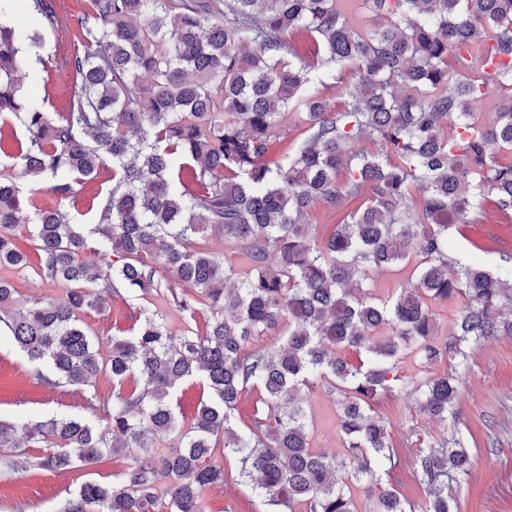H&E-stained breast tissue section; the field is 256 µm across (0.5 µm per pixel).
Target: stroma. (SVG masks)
Segmentation results:
<instances>
[{
  "label": "stroma",
  "mask_w": 512,
  "mask_h": 512,
  "mask_svg": "<svg viewBox=\"0 0 512 512\" xmlns=\"http://www.w3.org/2000/svg\"><path fill=\"white\" fill-rule=\"evenodd\" d=\"M87 5L88 0H67L66 18L56 30L46 32L40 31L32 9L22 6L13 14L15 23L25 32L42 34L35 65H22L19 76L27 96L49 113L66 107L72 73L64 61L74 50L78 21ZM23 186L33 191L38 208L79 212L86 224L98 221L97 210L88 206L89 196L108 189L98 179L78 187L74 198L62 201L50 191L49 180L29 177ZM448 245L453 254L482 265H495L500 253L512 252V215H503L492 198H485L478 222L466 226L463 233L452 234ZM0 275L13 283L23 302L59 298L66 292L65 284L42 279L30 269L7 270ZM143 304L137 291L125 289L109 298L103 310L86 312L83 320L94 334L109 337L115 329L130 328V312ZM302 396L312 448L342 454L344 441L333 396L322 386L303 391ZM375 411L388 423L399 457V467L390 483L405 499L418 505L427 497L416 478L420 444L457 436L465 441L472 456L469 476L455 487L458 512H512V336L494 337L472 350L463 372L456 421L443 423L428 418L402 394L381 398ZM56 414L86 419L91 416L81 390L43 386L26 357L1 331L0 418L26 423ZM122 469L121 462L112 461L88 470L58 473L32 467L11 470L8 475H0V512H54L67 492L91 479L112 481ZM205 498L209 512H266L262 498L241 484L231 482L208 490Z\"/></svg>",
  "instance_id": "1"
}]
</instances>
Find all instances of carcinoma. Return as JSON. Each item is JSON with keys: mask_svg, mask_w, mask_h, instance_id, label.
I'll return each mask as SVG.
<instances>
[{"mask_svg": "<svg viewBox=\"0 0 512 512\" xmlns=\"http://www.w3.org/2000/svg\"><path fill=\"white\" fill-rule=\"evenodd\" d=\"M30 2L43 27L66 16L65 0ZM362 2L372 29L353 25L341 0H89L78 22L84 51L67 59L68 111L56 118L18 83L19 43L38 47V36L0 20V117L27 133L11 151L0 129V269L68 285L60 298L19 305L0 278V324L45 386L82 389L105 421L0 419V464H21L20 432L49 446L31 461L43 471L124 464L112 482L67 493L59 512H206L203 493L226 483L214 459L221 442L271 512H356L361 483L370 512H457L448 490L472 466L462 441L419 449L428 496L416 507L382 484L379 469L398 463L374 404L400 392L454 420L470 349L504 327L512 335L502 315L512 307V255L491 270L448 251V232L476 222L485 195L512 212V163L497 159L512 153V62L487 70L493 56L512 57V0ZM295 32L311 39L310 57L296 52ZM452 51L477 76L452 79ZM347 67L359 81L334 111L310 85L334 86ZM490 84L509 106L488 119L470 107ZM289 111L300 141L287 165L272 167L266 156L288 138ZM103 170L112 186L90 227L59 208L30 212L20 186L45 175L65 200ZM316 203L340 214L325 236L306 221ZM19 224L36 243L34 264L14 242ZM212 235L238 249L245 276L209 247ZM92 242L113 257L106 274L80 260ZM415 245L414 285L386 299L362 285L408 262ZM120 284L192 317L206 307L203 331L174 337L165 311L141 308L102 354L81 315L103 309ZM435 303L457 305L443 341ZM284 325L283 343L246 350ZM410 350L453 368L408 381L398 365ZM104 373L114 389L103 401L95 384ZM130 378L138 384L127 388ZM196 378L208 399L186 422L175 390ZM317 385L336 396L341 456L311 448L299 392ZM247 391L260 407L240 429ZM149 437L173 446L160 452Z\"/></svg>", "mask_w": 512, "mask_h": 512, "instance_id": "carcinoma-1", "label": "carcinoma"}]
</instances>
